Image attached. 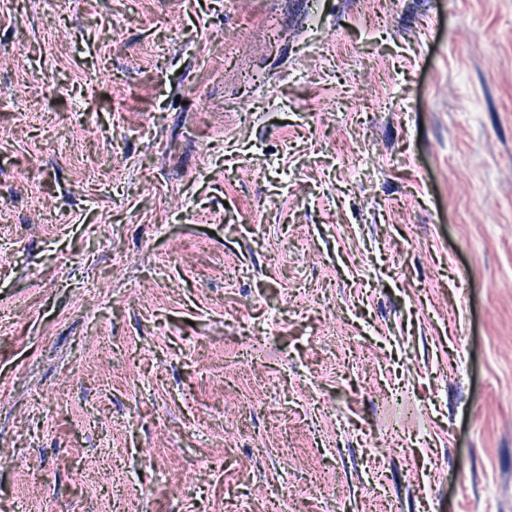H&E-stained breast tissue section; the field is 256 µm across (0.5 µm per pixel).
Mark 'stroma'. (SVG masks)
<instances>
[{
    "label": "stroma",
    "instance_id": "35a3bbf8",
    "mask_svg": "<svg viewBox=\"0 0 512 512\" xmlns=\"http://www.w3.org/2000/svg\"><path fill=\"white\" fill-rule=\"evenodd\" d=\"M391 503L512 512V0H0V512Z\"/></svg>",
    "mask_w": 512,
    "mask_h": 512
}]
</instances>
